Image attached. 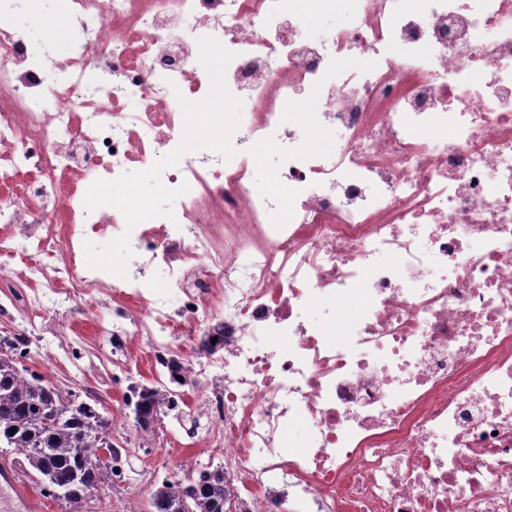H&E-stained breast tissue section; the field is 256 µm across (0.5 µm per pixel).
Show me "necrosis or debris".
Returning a JSON list of instances; mask_svg holds the SVG:
<instances>
[{
    "label": "necrosis or debris",
    "mask_w": 512,
    "mask_h": 512,
    "mask_svg": "<svg viewBox=\"0 0 512 512\" xmlns=\"http://www.w3.org/2000/svg\"><path fill=\"white\" fill-rule=\"evenodd\" d=\"M308 2L65 0L78 32L47 61L0 21V322L86 401L76 321L114 367L147 360L180 431L133 445L220 459L231 512H512V0H344L319 42L287 23ZM203 36L253 103L235 156L166 168L173 218L88 210L80 182L179 145L180 99L211 87ZM306 123L342 145L304 156ZM123 235L127 277L88 266ZM349 304L341 328L303 318ZM256 163L253 168V175L257 182L267 186L271 174L278 165V153L274 146L258 144L255 147Z\"/></svg>",
    "instance_id": "4bbe7bcc"
}]
</instances>
